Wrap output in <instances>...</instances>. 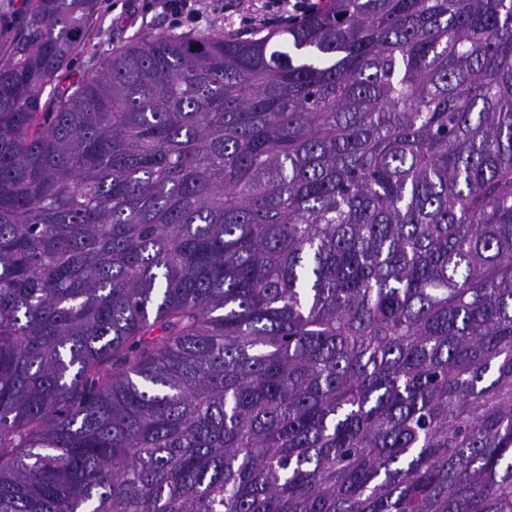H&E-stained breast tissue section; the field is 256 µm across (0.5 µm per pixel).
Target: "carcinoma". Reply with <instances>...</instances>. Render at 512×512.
<instances>
[{
  "label": "carcinoma",
  "instance_id": "1",
  "mask_svg": "<svg viewBox=\"0 0 512 512\" xmlns=\"http://www.w3.org/2000/svg\"><path fill=\"white\" fill-rule=\"evenodd\" d=\"M0 62V512H512V0H320ZM319 0H266L267 11H281L288 14V19H298L316 10ZM285 17V18H286Z\"/></svg>",
  "mask_w": 512,
  "mask_h": 512
}]
</instances>
